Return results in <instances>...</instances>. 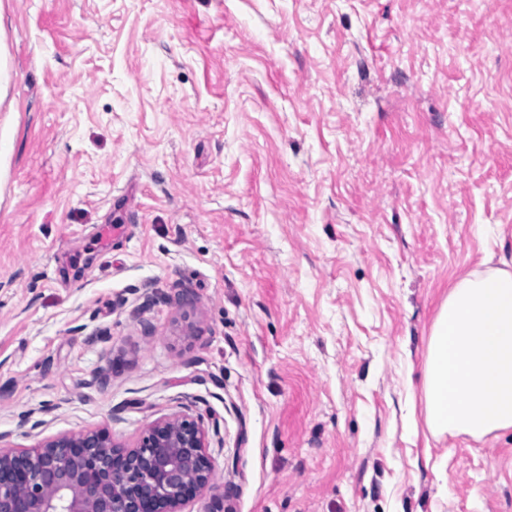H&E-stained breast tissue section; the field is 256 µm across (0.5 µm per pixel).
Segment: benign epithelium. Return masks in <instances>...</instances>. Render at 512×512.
<instances>
[{"label": "benign epithelium", "instance_id": "7a95c632", "mask_svg": "<svg viewBox=\"0 0 512 512\" xmlns=\"http://www.w3.org/2000/svg\"><path fill=\"white\" fill-rule=\"evenodd\" d=\"M203 418H157L136 445L105 430L0 445V512H185L213 489Z\"/></svg>", "mask_w": 512, "mask_h": 512}]
</instances>
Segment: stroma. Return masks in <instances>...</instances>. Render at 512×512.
I'll return each instance as SVG.
<instances>
[{
	"label": "stroma",
	"instance_id": "obj_1",
	"mask_svg": "<svg viewBox=\"0 0 512 512\" xmlns=\"http://www.w3.org/2000/svg\"><path fill=\"white\" fill-rule=\"evenodd\" d=\"M489 267L512 0H0L8 444L187 409L234 512H512V430L423 416Z\"/></svg>",
	"mask_w": 512,
	"mask_h": 512
}]
</instances>
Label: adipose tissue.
<instances>
[{
	"label": "adipose tissue",
	"mask_w": 512,
	"mask_h": 512,
	"mask_svg": "<svg viewBox=\"0 0 512 512\" xmlns=\"http://www.w3.org/2000/svg\"><path fill=\"white\" fill-rule=\"evenodd\" d=\"M425 423L479 439L512 429V272L459 279L442 302L424 359Z\"/></svg>",
	"instance_id": "adipose-tissue-1"
}]
</instances>
